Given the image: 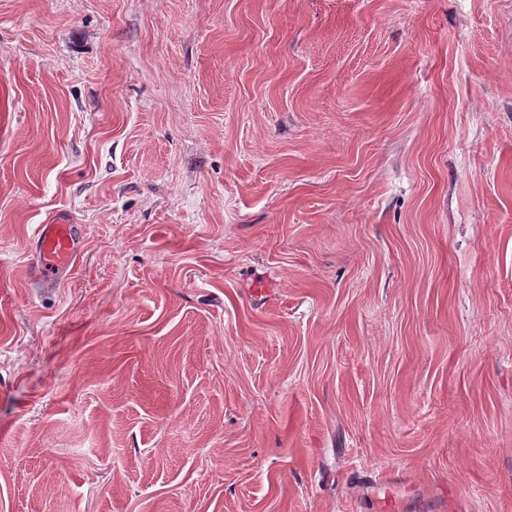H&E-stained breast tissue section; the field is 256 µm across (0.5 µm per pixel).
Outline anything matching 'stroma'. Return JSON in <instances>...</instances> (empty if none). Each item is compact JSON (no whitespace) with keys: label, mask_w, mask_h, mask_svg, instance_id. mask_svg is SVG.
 I'll list each match as a JSON object with an SVG mask.
<instances>
[{"label":"stroma","mask_w":512,"mask_h":512,"mask_svg":"<svg viewBox=\"0 0 512 512\" xmlns=\"http://www.w3.org/2000/svg\"><path fill=\"white\" fill-rule=\"evenodd\" d=\"M0 512H512V0H0ZM54 224L38 226L36 241L40 255L51 268L68 264L75 252L77 225L63 224L53 220Z\"/></svg>","instance_id":"1"}]
</instances>
